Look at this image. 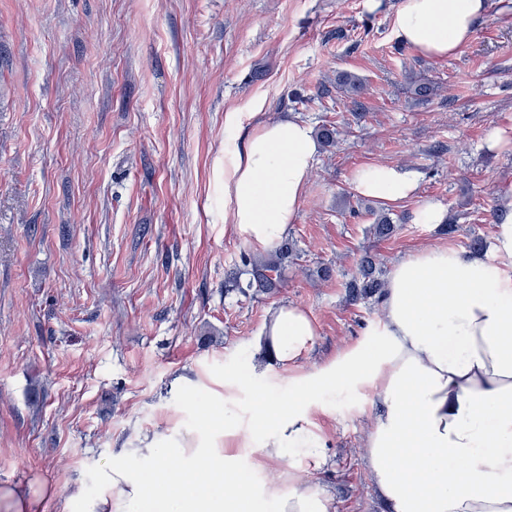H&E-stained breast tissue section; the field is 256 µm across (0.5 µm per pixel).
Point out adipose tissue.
Segmentation results:
<instances>
[{"label": "adipose tissue", "instance_id": "obj_1", "mask_svg": "<svg viewBox=\"0 0 512 512\" xmlns=\"http://www.w3.org/2000/svg\"><path fill=\"white\" fill-rule=\"evenodd\" d=\"M487 11L486 0H401L397 35L423 55H456ZM317 143L296 117L261 122L224 157V221L259 250L288 234L314 167ZM353 188L382 202L412 199L417 179L391 164L356 170ZM493 258L438 244L394 264L376 337L301 371L316 327L284 305L265 326L266 357L288 379L289 398L267 394V371L251 365V422L206 425L140 440L132 468L112 463L107 490L88 512H331L323 488L267 476L273 463L315 472L326 462L323 394L369 391L367 470L387 512H512V219L498 224ZM60 489L34 479L0 484L5 512H44Z\"/></svg>", "mask_w": 512, "mask_h": 512}]
</instances>
